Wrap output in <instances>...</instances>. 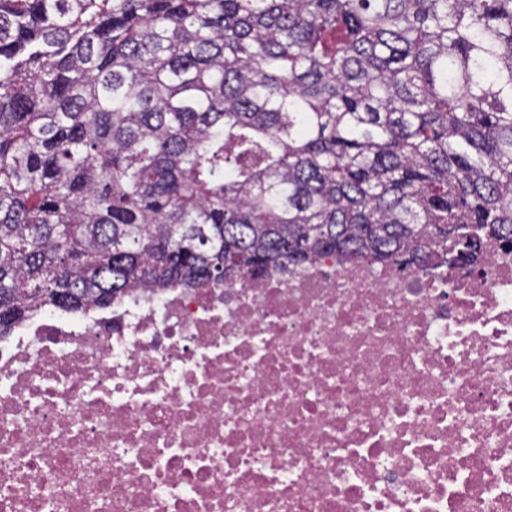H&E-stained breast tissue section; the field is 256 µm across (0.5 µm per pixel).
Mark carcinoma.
<instances>
[{
	"label": "carcinoma",
	"mask_w": 512,
	"mask_h": 512,
	"mask_svg": "<svg viewBox=\"0 0 512 512\" xmlns=\"http://www.w3.org/2000/svg\"><path fill=\"white\" fill-rule=\"evenodd\" d=\"M512 246V0H0V332L326 254Z\"/></svg>",
	"instance_id": "obj_1"
}]
</instances>
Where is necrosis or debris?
I'll return each mask as SVG.
<instances>
[{"label":"necrosis or debris","mask_w":512,"mask_h":512,"mask_svg":"<svg viewBox=\"0 0 512 512\" xmlns=\"http://www.w3.org/2000/svg\"><path fill=\"white\" fill-rule=\"evenodd\" d=\"M0 512H512V250L28 315Z\"/></svg>","instance_id":"obj_1"}]
</instances>
